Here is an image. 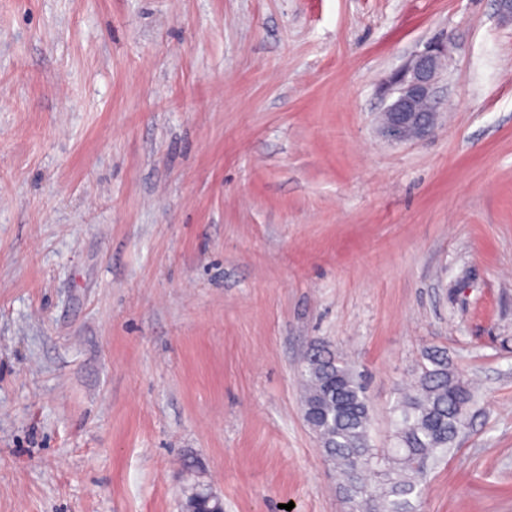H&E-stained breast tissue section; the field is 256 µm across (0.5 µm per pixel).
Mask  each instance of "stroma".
<instances>
[{"label":"stroma","instance_id":"35a3bbf8","mask_svg":"<svg viewBox=\"0 0 512 512\" xmlns=\"http://www.w3.org/2000/svg\"><path fill=\"white\" fill-rule=\"evenodd\" d=\"M449 37L428 137L380 85ZM371 445L477 380L417 512H512V21L494 0H0V512H350L300 363Z\"/></svg>","mask_w":512,"mask_h":512}]
</instances>
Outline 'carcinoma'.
Segmentation results:
<instances>
[{
    "label": "carcinoma",
    "instance_id": "cac0c4a2",
    "mask_svg": "<svg viewBox=\"0 0 512 512\" xmlns=\"http://www.w3.org/2000/svg\"><path fill=\"white\" fill-rule=\"evenodd\" d=\"M413 392L395 406L393 446L371 447L365 386L335 355L314 346L301 370L304 412L324 456L343 477L352 512H409L426 473L455 445L474 400L471 384L438 350L424 356Z\"/></svg>",
    "mask_w": 512,
    "mask_h": 512
}]
</instances>
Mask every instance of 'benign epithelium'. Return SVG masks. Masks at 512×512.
Returning a JSON list of instances; mask_svg holds the SVG:
<instances>
[{"label":"benign epithelium","mask_w":512,"mask_h":512,"mask_svg":"<svg viewBox=\"0 0 512 512\" xmlns=\"http://www.w3.org/2000/svg\"><path fill=\"white\" fill-rule=\"evenodd\" d=\"M447 44L435 42L415 53L382 83L390 102L383 112L382 133L395 141L421 139L436 128V85Z\"/></svg>","instance_id":"7a95c632"}]
</instances>
